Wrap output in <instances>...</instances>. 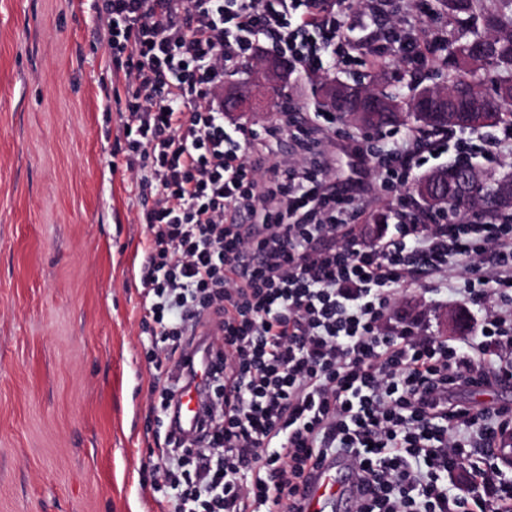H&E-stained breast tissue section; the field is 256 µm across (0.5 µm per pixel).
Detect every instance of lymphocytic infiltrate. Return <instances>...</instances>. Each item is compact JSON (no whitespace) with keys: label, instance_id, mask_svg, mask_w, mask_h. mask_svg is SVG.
<instances>
[{"label":"lymphocytic infiltrate","instance_id":"obj_1","mask_svg":"<svg viewBox=\"0 0 512 512\" xmlns=\"http://www.w3.org/2000/svg\"><path fill=\"white\" fill-rule=\"evenodd\" d=\"M346 0H105L125 77L126 168L152 201L141 266L145 317L167 344L154 378L165 411L210 361L204 434L170 424L155 465L175 512H303L310 470L342 454L369 488L354 512H512V483L477 452L512 431V407L474 411L464 389L512 378V224L440 213L404 198L392 234L360 241V197L338 191L322 132L288 112L257 134L226 128L224 74L269 45L316 73L372 56L337 18ZM292 138L302 156L281 158ZM373 151L379 186L401 194L418 145ZM480 302L476 336L454 347L411 326L386 331L403 284ZM471 464L470 496L447 484Z\"/></svg>","mask_w":512,"mask_h":512}]
</instances>
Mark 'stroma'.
<instances>
[{
	"label": "stroma",
	"instance_id": "stroma-1",
	"mask_svg": "<svg viewBox=\"0 0 512 512\" xmlns=\"http://www.w3.org/2000/svg\"><path fill=\"white\" fill-rule=\"evenodd\" d=\"M372 11L354 0V41L381 46L398 23L423 36L460 33L429 11ZM102 0H0V512H172L152 460L167 419L150 392L160 371L142 325V197L119 150L126 121L116 102ZM368 69L383 88L400 75L434 78L436 57L410 69L387 49ZM352 69L298 70L285 90L310 123L320 111L311 82L344 81ZM339 186L365 198L357 235L371 239L393 196L372 168L342 169ZM452 294L430 299L404 285L392 325L417 322L447 335Z\"/></svg>",
	"mask_w": 512,
	"mask_h": 512
}]
</instances>
